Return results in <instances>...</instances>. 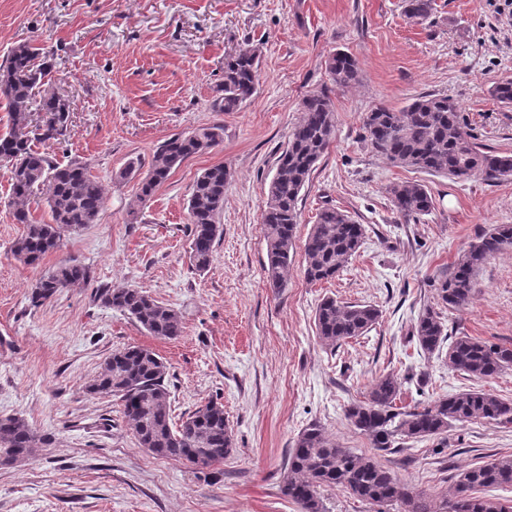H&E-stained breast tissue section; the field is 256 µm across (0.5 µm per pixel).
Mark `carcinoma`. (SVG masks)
Instances as JSON below:
<instances>
[{
    "mask_svg": "<svg viewBox=\"0 0 512 512\" xmlns=\"http://www.w3.org/2000/svg\"><path fill=\"white\" fill-rule=\"evenodd\" d=\"M431 4L432 0H407L405 13L419 23L430 15ZM39 55L40 48L23 42L13 47L0 64V100L9 110L7 131L0 134V161L8 167L13 221L26 226L11 246V253L26 265L38 264L44 255L59 248L65 236L96 223L105 199L104 187L86 164L55 163L31 144V112L46 114L41 133L45 140L64 135L71 112L70 100L43 89L51 64L36 63ZM326 66L337 88L360 80L358 61L348 52L331 53ZM259 72L256 52L226 53L224 76L217 89L220 111H238L254 94ZM301 112L287 148L277 158L262 214L267 279L276 289L287 284L290 252L300 221L301 191L336 130L330 90L306 95ZM362 124L372 148L399 166L458 179L475 173L492 181L512 177V155L484 150L458 105L446 96L423 95L399 111L377 107L364 114ZM223 134V127L212 125L160 145L141 182V201H148L185 159L218 146ZM227 179L226 169L217 165L206 169L193 185L189 200L190 259L199 271L210 266L215 243L223 235L219 216ZM42 187L46 188L45 200L51 213L48 223L34 221L30 209L32 196ZM389 194L396 212L407 221L418 219L434 207L431 193L417 182L396 183L389 187ZM364 235V225L347 213L332 206L320 210L304 242L305 277L312 282L334 278L357 252ZM511 246L512 224L490 225L458 259L451 275L438 282L441 304L450 308L467 305L475 293L480 268ZM89 283L84 265L64 261L37 281L31 302L39 305L65 289L83 288ZM93 294L100 305L127 314L152 336L173 340L183 333L180 315L140 288H95ZM379 317L380 311L373 305L342 303L328 296L317 306L314 321L323 343L340 345L366 335ZM412 339L421 351L445 354L448 366L476 379L494 378L512 368L511 347L471 336L451 337L441 314L431 306L419 313ZM106 365L87 390L119 400L139 447L158 458L178 459L200 468L220 464L231 454L233 438L222 403L210 400L180 423L172 421L167 366L153 350L125 347L113 352ZM401 393V379L393 373L384 374L373 381L364 400L345 410L348 422L367 436L377 451L440 436L456 424L482 420L504 427L512 425V402L489 391L444 395L422 407L397 406ZM50 442V437L37 434L25 419L0 416V466L12 465L18 455L35 453ZM504 487L512 489L511 456L460 470L437 509L432 500L410 490L376 457L336 446L320 425L312 423L299 432L288 452L280 491L297 505L298 512H325L320 494L323 488L339 489L380 507L399 504L403 512H458L456 500L460 496L469 501L467 512H512V499L501 502L478 495L487 488Z\"/></svg>",
    "mask_w": 512,
    "mask_h": 512,
    "instance_id": "obj_1",
    "label": "carcinoma"
}]
</instances>
